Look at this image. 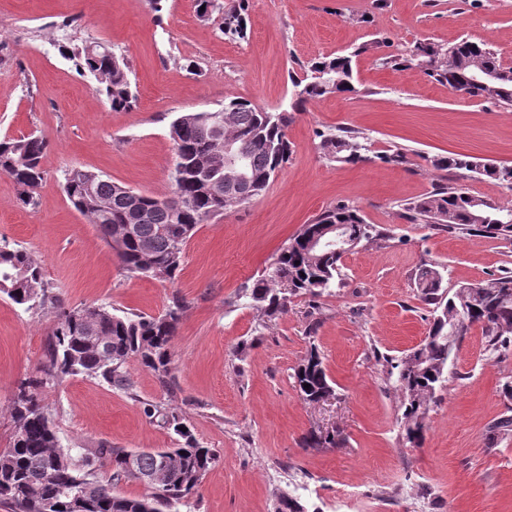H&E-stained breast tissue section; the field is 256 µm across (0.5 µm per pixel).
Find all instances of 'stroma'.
I'll use <instances>...</instances> for the list:
<instances>
[{"label":"stroma","instance_id":"stroma-1","mask_svg":"<svg viewBox=\"0 0 512 512\" xmlns=\"http://www.w3.org/2000/svg\"><path fill=\"white\" fill-rule=\"evenodd\" d=\"M363 14L368 22H360ZM71 18L77 37L126 58L135 108L112 109L93 79L60 54V25ZM464 38L488 43L512 66V0H249L241 42L199 18L194 0H168L159 17L148 0H0V137L35 131L49 143L36 208H22L17 185L0 175V242L25 247L57 298L26 311L0 295V449L15 432L11 402L21 381L38 377L61 310L107 303L156 316L177 295L187 310L171 343V387L133 360L128 394L82 376L42 390L64 447H173V430L144 415L150 402L175 409L218 454L180 512H274L283 493L309 512H512V435L489 438L494 421L512 415V399L501 392L512 380V351L489 357L480 327L468 330L418 447L403 439L400 397L381 363L427 334L430 308L414 283L423 263L438 264L450 293L512 272V237L449 234L408 221L403 209L442 183L512 207L511 187L429 164L463 154L512 166V111L452 91L419 67L392 70L356 52L376 40L396 55L422 40ZM349 52L354 92L293 112L288 165L250 204L200 225L174 282L124 271L66 199L63 177L73 167L166 193L170 124L179 113L215 110L236 97L289 107L293 77L316 58ZM339 127L365 138L366 161L322 157L318 132ZM396 149L404 163L382 162ZM340 204L358 208L383 236L342 258L331 292L292 297L272 320L238 300L303 224ZM314 318L320 325L311 342ZM313 343L334 393L309 404L291 374ZM313 431L339 432L345 443L303 447Z\"/></svg>","mask_w":512,"mask_h":512}]
</instances>
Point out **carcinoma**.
Wrapping results in <instances>:
<instances>
[{
  "mask_svg": "<svg viewBox=\"0 0 512 512\" xmlns=\"http://www.w3.org/2000/svg\"><path fill=\"white\" fill-rule=\"evenodd\" d=\"M219 32L236 41L247 37L246 0H232L222 7ZM382 47L373 41L347 55L323 57L308 65L306 74L292 79L291 109L328 94L351 93L352 59ZM62 55L95 80V89L114 109H130L137 102L127 60L112 52L104 54L90 44L73 39L61 46ZM385 67L425 66V74L448 88L471 98L491 100L512 107V67L504 66L485 43L462 40L452 46L417 42L409 53L380 57ZM497 74L485 86L470 81L473 74ZM289 111L273 112L249 100L233 98L214 112H185L170 124L174 161L167 196L136 192L102 175L74 168L66 173L63 191L74 210L97 227L115 251L123 268L131 274L172 281L181 269L183 250L198 226L229 211L237 210L262 194L290 158L287 137ZM323 156L346 164L367 160V146L358 133L342 128L318 134ZM48 144L29 134L0 139V174L19 187V204L25 209L38 205L44 179L42 159ZM239 165L241 180L236 195L215 192L224 175L225 148ZM437 170H466L481 177L512 184V166L476 162L466 155L432 158ZM409 219L432 224L442 230H474L485 237L512 235V207H502L477 198L453 185H440L430 193L404 204ZM332 225L360 241L378 236L358 209L345 204L323 211L302 225L281 247L268 275L241 288L238 297L275 318L287 311L293 296L320 297L336 283L341 256L329 247L311 246L315 238L329 236ZM172 227L176 234L163 233ZM437 266L426 264L415 276L416 288L432 307L427 336L422 344L399 358H384L387 374L395 377L400 392L403 438L418 446L424 439L430 403L442 386L448 360L458 339L474 325L481 328L486 350L502 354L512 346V275L469 283L449 295L441 287ZM0 294L26 310L43 305L49 298L41 268L28 251L18 245L0 247ZM180 297L172 299L165 313L114 312L106 304L87 308L92 321H60L52 333L41 376L20 385L11 405L15 432L10 446L0 451V498L15 512H73V494L83 496V512H179L196 493L217 460L214 449L202 446L175 412L148 404L144 412L158 418L182 439L175 448H151L136 452L135 468L127 462L129 451L99 445L95 448H65L53 423L39 402V390L70 376L100 378L126 392L132 389L126 371L131 359L154 372L167 386L173 379L171 341L185 312ZM455 325L454 334L448 326ZM319 320L308 328L310 348L294 368L292 378L304 400L316 403L333 392L331 379L315 344ZM309 389H304V384ZM341 439L334 434L305 438L308 448H335ZM168 454L174 463L170 476L140 498L114 492L126 480L152 470L156 458ZM109 467L106 480L97 471Z\"/></svg>",
  "mask_w": 512,
  "mask_h": 512,
  "instance_id": "1",
  "label": "carcinoma"
}]
</instances>
